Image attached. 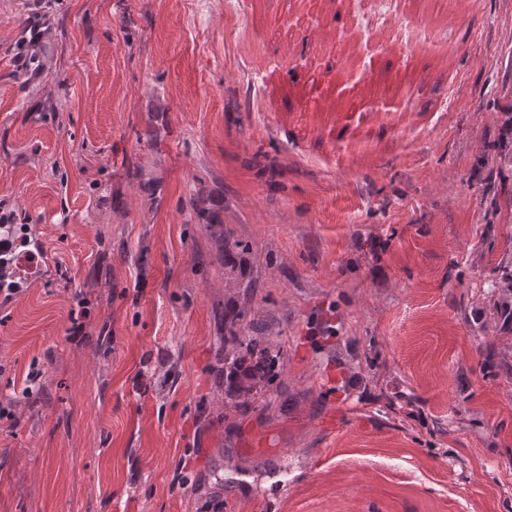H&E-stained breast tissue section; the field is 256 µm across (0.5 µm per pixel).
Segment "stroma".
Here are the masks:
<instances>
[{
	"mask_svg": "<svg viewBox=\"0 0 512 512\" xmlns=\"http://www.w3.org/2000/svg\"><path fill=\"white\" fill-rule=\"evenodd\" d=\"M352 2L0 0V210L48 260L0 512H512V0H408L443 45L400 57ZM244 308L285 368L239 407ZM51 26L48 21L43 23L42 26H36L29 38V40L24 41L21 45V49H23V54L20 56L21 61H23L22 69L26 71H30L32 65H37L32 70V73L36 76H39L42 71V66L38 65V49L41 47L44 38L50 33Z\"/></svg>",
	"mask_w": 512,
	"mask_h": 512,
	"instance_id": "35a3bbf8",
	"label": "stroma"
}]
</instances>
